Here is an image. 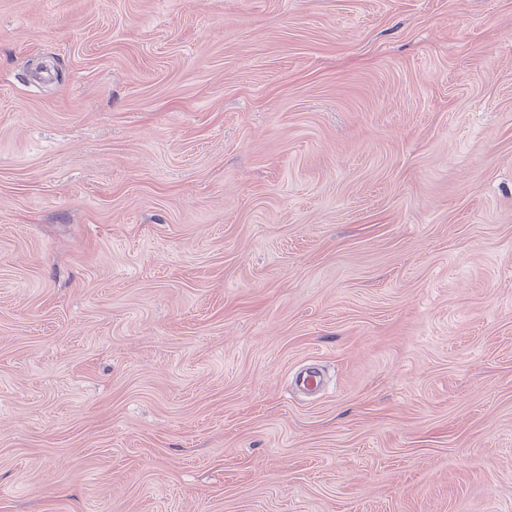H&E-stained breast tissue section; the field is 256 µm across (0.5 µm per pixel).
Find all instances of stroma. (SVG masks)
<instances>
[{"label": "stroma", "instance_id": "35a3bbf8", "mask_svg": "<svg viewBox=\"0 0 512 512\" xmlns=\"http://www.w3.org/2000/svg\"><path fill=\"white\" fill-rule=\"evenodd\" d=\"M0 512H512V0H0Z\"/></svg>", "mask_w": 512, "mask_h": 512}]
</instances>
